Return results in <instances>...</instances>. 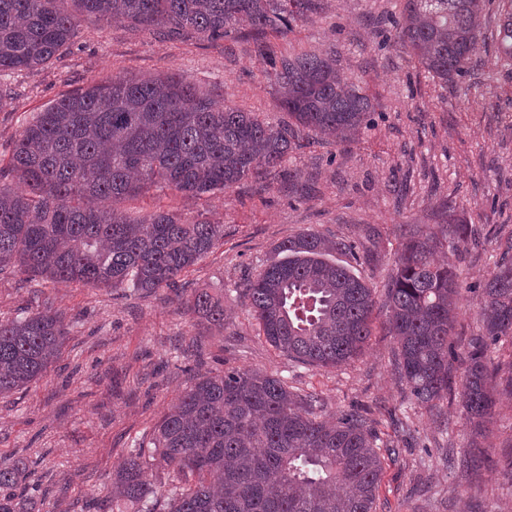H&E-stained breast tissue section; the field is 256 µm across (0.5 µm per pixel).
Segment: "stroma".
Segmentation results:
<instances>
[{
    "label": "stroma",
    "mask_w": 512,
    "mask_h": 512,
    "mask_svg": "<svg viewBox=\"0 0 512 512\" xmlns=\"http://www.w3.org/2000/svg\"><path fill=\"white\" fill-rule=\"evenodd\" d=\"M279 47L335 53L364 87L375 110L353 141L295 142L281 167L231 191L193 202L164 189L123 202V209H163L181 221L203 216L224 235L177 288L55 286L0 274V319L51 307L70 333L56 363L29 388L0 396V468L20 469L21 491L35 512H97L133 441L146 435L196 375L254 369L284 378L295 393L316 391L323 416L367 413L383 462L376 512H512V470L500 458L512 447V399L502 398L483 437H475L459 402L429 410L414 404L392 362L385 308L373 334L349 364L295 362L260 336L239 290L270 262L281 242L305 231L354 246L332 259L376 292L395 267L410 225L442 230L469 224L483 243L452 258L468 291L451 341L463 352L480 327V298L470 292L512 236V66L502 58L495 0L466 73L433 80L410 56L383 47L389 20L404 0H315ZM175 71L220 102L283 124L277 96L250 41H168L115 21L84 19L76 44L48 66L14 72L10 106L0 110V160L25 122L64 95L113 73L130 77ZM224 301L223 329L183 305L194 289ZM408 418L411 433L394 436L391 421ZM480 446L487 463L449 471L447 451Z\"/></svg>",
    "instance_id": "1"
}]
</instances>
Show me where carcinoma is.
I'll use <instances>...</instances> for the list:
<instances>
[{"mask_svg":"<svg viewBox=\"0 0 512 512\" xmlns=\"http://www.w3.org/2000/svg\"><path fill=\"white\" fill-rule=\"evenodd\" d=\"M487 0H405L392 20L394 43L446 84L463 74L482 36ZM311 0H0V77L58 59L74 44L81 17L119 20L165 39L217 42L241 20L250 25L257 62L295 124L274 126L256 112L219 107L210 93L176 72L150 78L113 74L64 96L27 121L0 166V274L17 271L58 285L176 286V278L224 236V225L181 222L164 212L132 216L120 203L151 189L187 200L229 191L281 165L292 141L309 131L351 140L374 104L336 67V55L279 52L283 35ZM499 35L512 61V0H499ZM448 236L478 245L467 224ZM443 239L417 224L385 285L382 306L396 347L394 365L426 408L448 399L456 365L473 432L504 396L512 397V355L489 356L512 339V238L484 279L481 332L464 356L450 337L463 286L437 263ZM344 240L303 232L278 246L287 253L249 279L241 295L259 331L288 357L315 367L352 360L373 330V289L328 260L350 253ZM190 311L224 327V303L196 288ZM69 335L48 308L0 320V395L39 379ZM315 392L295 395L286 381L257 370L201 375L150 437L134 444L112 481V507L137 512H376L382 466L375 433L354 412L321 419ZM175 466L177 483L158 492L151 462ZM19 473L0 468V512H19Z\"/></svg>","mask_w":512,"mask_h":512,"instance_id":"carcinoma-1","label":"carcinoma"}]
</instances>
